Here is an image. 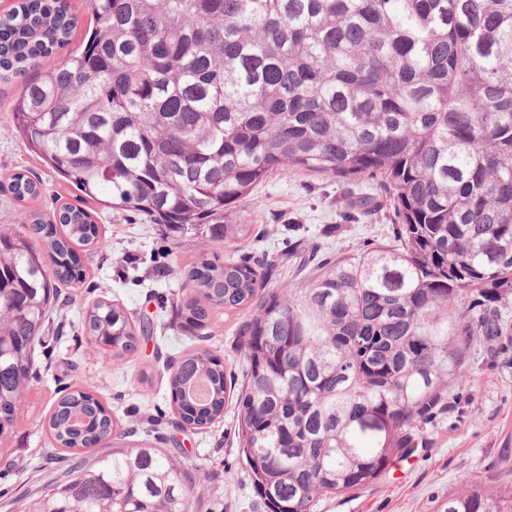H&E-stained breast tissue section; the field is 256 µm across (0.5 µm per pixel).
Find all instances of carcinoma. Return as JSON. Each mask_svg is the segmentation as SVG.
Here are the masks:
<instances>
[{
    "mask_svg": "<svg viewBox=\"0 0 512 512\" xmlns=\"http://www.w3.org/2000/svg\"><path fill=\"white\" fill-rule=\"evenodd\" d=\"M72 42L66 0H22L0 18V80L22 77L14 127L84 199L175 236L240 252L237 214L273 173L373 182L351 214L394 217V244L323 260L285 293L246 258L202 256L181 316L206 328L248 310L236 394L239 453L266 512H316L376 483L450 411L487 343L512 336V0H89ZM14 200L42 195L16 173ZM99 244L86 210L0 225V436L16 420L58 285ZM52 265H47L46 258ZM84 334L134 355L151 333L99 300ZM184 428L224 417L227 370L190 351L167 366ZM112 412L60 397L48 421L66 462L56 492L22 512H196L207 485L161 448L105 450ZM95 445L104 452L72 456ZM450 495L440 512H512V484ZM87 1L89 0H68L69 7L73 13H75L79 18V24L78 28L75 33L74 42L69 47L66 48L56 54H53L51 56H48L44 59H41V66H48L53 64L57 59H59L61 56H63L68 50L75 47L83 33L85 32V29L88 27L89 23H91V26L93 25V20L91 16V12L89 10V6Z\"/></svg>",
    "mask_w": 512,
    "mask_h": 512,
    "instance_id": "carcinoma-1",
    "label": "carcinoma"
}]
</instances>
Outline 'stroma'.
<instances>
[{
  "mask_svg": "<svg viewBox=\"0 0 512 512\" xmlns=\"http://www.w3.org/2000/svg\"><path fill=\"white\" fill-rule=\"evenodd\" d=\"M18 93V83L0 82V224L22 219L8 191L16 172L43 183L30 209L49 216L59 205L79 202L78 191L11 133V103ZM344 191L334 180L295 171L275 173L252 191L242 211L253 226L244 253L261 267L268 287H293L288 247L294 242L317 246L325 259L355 253L369 242H392L391 218L342 217L336 199ZM88 208L102 244L81 250L83 281L62 286L65 303L36 347L39 378L31 382L12 432L0 439V512H19L24 497L48 488L60 471V463L50 458L53 442L45 423L66 386L85 389L108 405L131 443L164 449L192 475L204 477L210 493L198 512H265L238 453L234 404H227L222 420L183 430L166 383L167 359L186 349L210 350L234 375L242 373L238 329L247 312L220 315L205 330L183 328L179 316L189 294L182 271L202 252H223V245L172 237L164 226L127 210L95 202ZM161 266L167 275L158 274ZM101 298L122 304L134 319L147 317L153 323L149 339L120 362L78 329L81 310ZM459 403V412L425 425V444L408 460L364 490L322 498L317 512H438L449 495L463 491L462 475L487 490L512 478V362L492 347L483 348Z\"/></svg>",
  "mask_w": 512,
  "mask_h": 512,
  "instance_id": "1",
  "label": "stroma"
}]
</instances>
